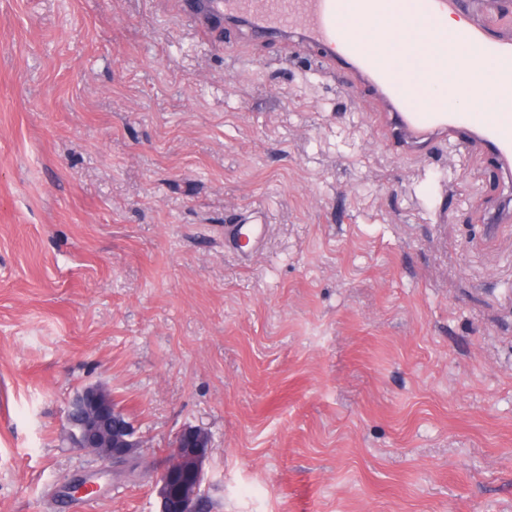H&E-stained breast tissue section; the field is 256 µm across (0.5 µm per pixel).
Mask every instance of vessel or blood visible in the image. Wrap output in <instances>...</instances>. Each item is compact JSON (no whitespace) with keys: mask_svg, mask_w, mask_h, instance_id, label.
<instances>
[{"mask_svg":"<svg viewBox=\"0 0 512 512\" xmlns=\"http://www.w3.org/2000/svg\"><path fill=\"white\" fill-rule=\"evenodd\" d=\"M190 11H219L255 37L273 36L317 52L316 73L342 74L380 101L385 128L405 150L445 141L479 143L499 172H512V112L487 101L512 87V38L475 15L469 0H185ZM465 27L448 31L449 15ZM376 18L404 20L422 35L405 51L371 35ZM265 226L239 219L232 244L259 247Z\"/></svg>","mask_w":512,"mask_h":512,"instance_id":"b4317fda","label":"vessel or blood"}]
</instances>
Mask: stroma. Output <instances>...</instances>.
I'll use <instances>...</instances> for the list:
<instances>
[{
	"mask_svg": "<svg viewBox=\"0 0 512 512\" xmlns=\"http://www.w3.org/2000/svg\"><path fill=\"white\" fill-rule=\"evenodd\" d=\"M283 54L184 0H0V512H158L187 427L202 512H512V182ZM97 384L131 476L62 439ZM256 221L254 217L240 218L234 224L230 243L239 244V247L251 244V249L256 250L262 242L265 229V224Z\"/></svg>",
	"mask_w": 512,
	"mask_h": 512,
	"instance_id": "obj_1",
	"label": "stroma"
}]
</instances>
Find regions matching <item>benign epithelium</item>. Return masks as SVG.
<instances>
[{
  "label": "benign epithelium",
  "instance_id": "benign-epithelium-1",
  "mask_svg": "<svg viewBox=\"0 0 512 512\" xmlns=\"http://www.w3.org/2000/svg\"><path fill=\"white\" fill-rule=\"evenodd\" d=\"M62 427L70 447L92 448L98 458L110 463L131 460L141 448L135 430L100 386L74 395ZM208 447L209 435L200 428H185L177 434L157 480L160 512H195Z\"/></svg>",
  "mask_w": 512,
  "mask_h": 512
}]
</instances>
